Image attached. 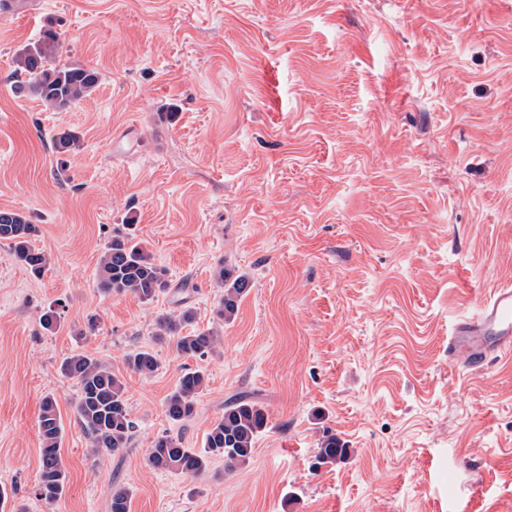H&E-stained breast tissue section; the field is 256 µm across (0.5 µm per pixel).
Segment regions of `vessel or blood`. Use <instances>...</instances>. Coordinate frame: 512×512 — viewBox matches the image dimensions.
<instances>
[{"label":"vessel or blood","mask_w":512,"mask_h":512,"mask_svg":"<svg viewBox=\"0 0 512 512\" xmlns=\"http://www.w3.org/2000/svg\"><path fill=\"white\" fill-rule=\"evenodd\" d=\"M512 356V285L479 298L473 312L459 317L448 338V360L469 372Z\"/></svg>","instance_id":"vessel-or-blood-1"}]
</instances>
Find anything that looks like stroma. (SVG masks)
Wrapping results in <instances>:
<instances>
[{
  "label": "stroma",
  "mask_w": 512,
  "mask_h": 512,
  "mask_svg": "<svg viewBox=\"0 0 512 512\" xmlns=\"http://www.w3.org/2000/svg\"><path fill=\"white\" fill-rule=\"evenodd\" d=\"M57 32L92 94L52 110L12 88ZM80 138L62 157L53 136ZM0 210L39 228L41 276L0 241V512H512V360L464 374L448 334L512 280V0H29L0 16ZM131 234L167 271L152 302L98 288ZM251 288L216 307L219 268ZM64 304L58 330L41 315ZM193 308L205 359L157 337ZM152 349L151 376L124 358ZM126 386V452L94 454L61 361ZM195 414H165L186 369ZM54 396L68 483L35 494ZM267 417L251 462L195 477L146 461L164 433L202 449L230 400ZM349 448L317 465L324 435Z\"/></svg>",
  "instance_id": "obj_1"
}]
</instances>
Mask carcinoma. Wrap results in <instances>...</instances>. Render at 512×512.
<instances>
[{"label": "carcinoma", "mask_w": 512, "mask_h": 512, "mask_svg": "<svg viewBox=\"0 0 512 512\" xmlns=\"http://www.w3.org/2000/svg\"><path fill=\"white\" fill-rule=\"evenodd\" d=\"M59 42L51 30L43 38L25 49L15 60L14 82L18 90H28L46 106L63 110L77 104L97 86L95 71L57 63ZM54 149L59 155L74 151L78 136L64 130L54 135ZM36 226L24 216L0 211V240L10 242L14 259L34 274H42L48 266L46 256L35 249L30 238ZM218 280L224 295L218 304L220 319L231 320L242 297L248 292V279L233 276L224 268L219 269ZM98 287L107 295L131 294L149 303L168 288L166 270L151 261L150 256L131 239L116 234L106 246L99 264ZM195 317L190 307L176 315H166L158 320L162 339L174 341L176 350L186 356L204 359L213 353L217 338L206 331L183 333ZM133 371L149 376L158 368V360L150 349H140L126 357ZM61 374L78 385L74 412L78 423L89 439L96 454L122 453L131 440L135 428L127 405L125 386L112 369L98 359L74 354L60 365ZM205 385V375L198 369H188L179 378L175 390L169 395L165 412L168 419L179 423L195 413L198 396ZM266 426L264 411L244 397L236 398L224 406L222 415L205 438L204 448L197 451L185 448L172 435L158 436L147 453V464L158 471L183 477H195L208 468L215 457L224 459V466L233 470L247 465L253 456L259 432ZM62 423L57 401L52 396L44 398L39 417L42 440L41 471L37 494L48 503L60 498L66 488L67 472L61 455ZM347 449L340 446L336 437L324 439L316 455L320 464L340 461ZM130 493L125 488L112 490L110 512H129Z\"/></svg>", "instance_id": "1"}]
</instances>
